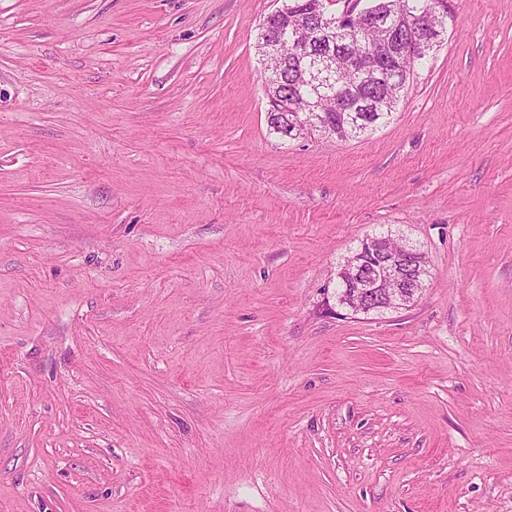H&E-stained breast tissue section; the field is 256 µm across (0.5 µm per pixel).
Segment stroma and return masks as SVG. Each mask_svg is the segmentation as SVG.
I'll use <instances>...</instances> for the list:
<instances>
[{"instance_id":"1","label":"stroma","mask_w":512,"mask_h":512,"mask_svg":"<svg viewBox=\"0 0 512 512\" xmlns=\"http://www.w3.org/2000/svg\"><path fill=\"white\" fill-rule=\"evenodd\" d=\"M281 5L0 0V512H512V0L286 146ZM388 230L417 301L338 312Z\"/></svg>"}]
</instances>
